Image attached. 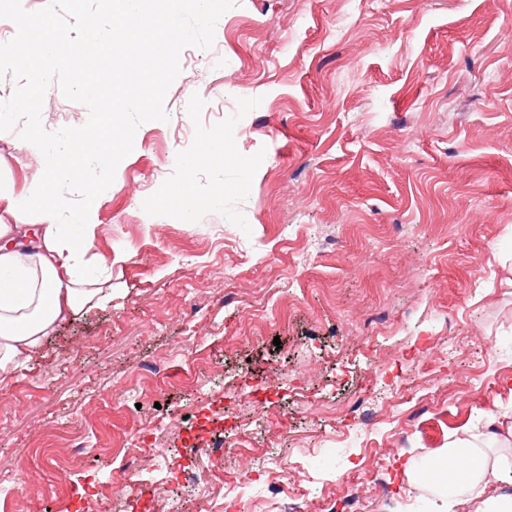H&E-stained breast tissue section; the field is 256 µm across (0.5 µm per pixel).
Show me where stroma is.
Listing matches in <instances>:
<instances>
[{
  "label": "stroma",
  "instance_id": "obj_1",
  "mask_svg": "<svg viewBox=\"0 0 512 512\" xmlns=\"http://www.w3.org/2000/svg\"><path fill=\"white\" fill-rule=\"evenodd\" d=\"M21 7L75 41L79 17L103 32L119 20L117 0ZM178 19L186 38L161 62L152 111L119 116L110 169L89 157L82 184L59 185L61 223L92 226L88 258L123 262L110 303L0 376V471L17 482L0 512H125L115 450L144 428L169 467L211 470L184 418L218 403L225 426L250 425L214 479L245 501L240 473L300 467L312 507L329 484L366 512L385 481L392 512H433L438 491L406 468L463 435L512 463V0H211ZM143 48L106 49L94 97L51 67L39 111L14 113L0 137L15 198L48 166L28 141L104 125L114 69ZM179 184L189 223L167 202ZM380 361L382 415L354 425ZM248 372L276 385L283 430L241 398ZM424 395L445 403L396 422ZM102 484L112 496L99 501Z\"/></svg>",
  "mask_w": 512,
  "mask_h": 512
}]
</instances>
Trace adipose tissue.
I'll return each mask as SVG.
<instances>
[{"instance_id":"ef3b65f1","label":"adipose tissue","mask_w":512,"mask_h":512,"mask_svg":"<svg viewBox=\"0 0 512 512\" xmlns=\"http://www.w3.org/2000/svg\"><path fill=\"white\" fill-rule=\"evenodd\" d=\"M157 14L153 0H123V22H140L145 30L155 31L158 52H174L178 41L171 26L159 30L153 27ZM15 24L18 38L9 54L25 72L26 82L15 90L7 105L0 107V135L9 132L13 113L37 111L40 99L35 91L46 88L49 63L68 66L74 57L99 54L103 46L91 17L83 20L87 38L80 46L51 30L46 20L20 15ZM102 144L101 131L91 127L83 128L81 141H68L63 149L48 137L32 142L33 150L50 153L55 156V163L30 185L23 199H16L0 188V207L10 212L23 206L40 216L36 224H0V376L13 372L60 322L74 317L85 306L112 299L109 268H102L96 276L85 274L88 227L80 224L69 228L60 224L59 215L66 201L56 189L62 176L81 181L82 170L73 164V156L79 152L98 155ZM452 460L465 463L467 478L458 491L480 498L477 512H512V499L488 492L492 481L512 482V465L489 463L472 437L465 436L442 449L438 461L427 466L431 479L438 483L447 481L448 463Z\"/></svg>"}]
</instances>
